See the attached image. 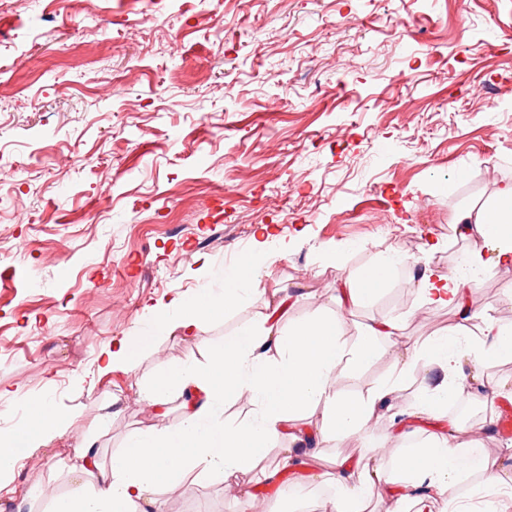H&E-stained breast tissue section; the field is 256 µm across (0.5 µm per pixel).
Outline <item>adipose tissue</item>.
I'll use <instances>...</instances> for the list:
<instances>
[{
  "mask_svg": "<svg viewBox=\"0 0 512 512\" xmlns=\"http://www.w3.org/2000/svg\"><path fill=\"white\" fill-rule=\"evenodd\" d=\"M456 222L471 241L459 260L460 271L442 275L426 269L416 282L426 305L452 306L462 316L457 330L434 335L421 347L438 372L432 386L418 391L407 409L416 419L447 416L449 400L482 381V362L512 359V323L478 319L466 306L470 284L486 267L485 249H492L496 265L512 267V183L500 185L489 202L462 208ZM256 262L255 256H247L226 279L222 293L202 291L175 299L154 312L136 335L113 341L104 354L103 372L126 371L156 338L178 332L196 337L207 321L242 302V284L257 273ZM401 263L400 256L388 253L367 268L346 271L340 278L339 312L285 326L281 318L287 302L282 299L270 304L263 323L244 325L212 348L207 364L187 360L161 366L143 387L142 399L155 409L171 396L181 397L178 425L131 434L104 464L92 444L79 442L73 468L86 487L55 498L50 512H163L169 488L204 480L246 486L257 473L271 480L297 459L296 443L312 436L339 441L359 435L371 459H378L381 442L369 425L391 409L415 357L396 355L388 376L371 391L347 395L338 388L343 371L367 364L394 345L399 326L394 321L363 325L351 345L339 331L353 309L372 302L389 284ZM473 321L478 327L472 331L468 325ZM241 397L250 400V414L227 420L225 404ZM68 421L47 402L29 403L26 420L0 433V473L11 471L22 454L63 434ZM284 439L289 446L282 460L258 468L267 449ZM473 467L484 474L486 484L512 493V474L492 467L479 443L455 448L436 431L408 442L395 455L389 474L361 463H337L334 509L357 512L378 485L397 499L403 512H432L435 499L455 491Z\"/></svg>",
  "mask_w": 512,
  "mask_h": 512,
  "instance_id": "ef3b65f1",
  "label": "adipose tissue"
}]
</instances>
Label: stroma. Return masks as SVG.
I'll use <instances>...</instances> for the list:
<instances>
[{"label": "stroma", "instance_id": "obj_1", "mask_svg": "<svg viewBox=\"0 0 512 512\" xmlns=\"http://www.w3.org/2000/svg\"><path fill=\"white\" fill-rule=\"evenodd\" d=\"M0 154L13 164L0 247L29 243L0 254V429L29 399L70 418L0 476V512H47L31 492L77 489L79 439L105 461L130 433L179 422L180 398L160 417L142 409L159 365L206 362L208 343L264 319L250 295L204 342L162 337L128 373L99 370L150 307L220 291L260 227L255 286L294 295L285 322L336 312L342 269L390 250L403 270L343 339L399 316L414 348L457 324L449 307L422 328L412 276L452 271L470 246L458 210L512 181V0H0ZM469 299L512 323V268L487 263ZM390 366L383 352L339 388L367 392ZM434 377L417 359L372 433L391 432ZM468 395L448 432L458 448L495 416ZM184 510L242 512L243 496L195 483Z\"/></svg>", "mask_w": 512, "mask_h": 512}]
</instances>
